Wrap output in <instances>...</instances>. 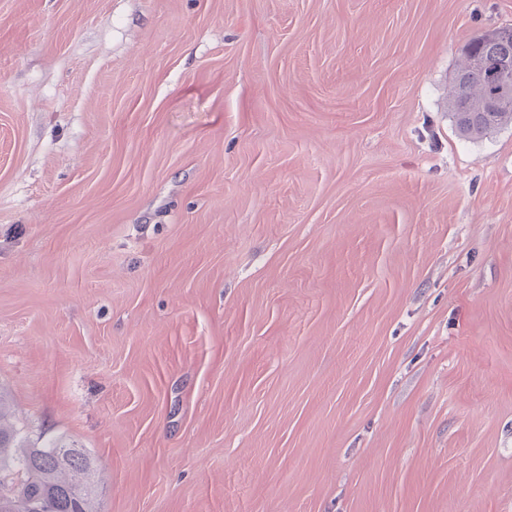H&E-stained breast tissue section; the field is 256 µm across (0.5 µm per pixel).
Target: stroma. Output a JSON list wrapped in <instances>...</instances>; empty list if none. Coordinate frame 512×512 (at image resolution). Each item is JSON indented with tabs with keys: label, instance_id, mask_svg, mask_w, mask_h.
Returning a JSON list of instances; mask_svg holds the SVG:
<instances>
[{
	"label": "stroma",
	"instance_id": "stroma-1",
	"mask_svg": "<svg viewBox=\"0 0 512 512\" xmlns=\"http://www.w3.org/2000/svg\"><path fill=\"white\" fill-rule=\"evenodd\" d=\"M512 0H0V384L100 512H512ZM462 55L464 61L455 74L448 100L459 133L478 139L512 125V111L492 112L484 104L496 91L492 66L505 60L512 63V27L495 29L489 37L482 34L472 38ZM503 88L491 100L490 106L494 109L512 108V71L509 65H500L497 68Z\"/></svg>",
	"mask_w": 512,
	"mask_h": 512
}]
</instances>
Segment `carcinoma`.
Wrapping results in <instances>:
<instances>
[{
    "mask_svg": "<svg viewBox=\"0 0 512 512\" xmlns=\"http://www.w3.org/2000/svg\"><path fill=\"white\" fill-rule=\"evenodd\" d=\"M448 108L468 139L512 125L511 112L485 106L494 96L492 66L512 62V27L478 35L462 49ZM95 468L82 448L59 440L30 443L12 420L9 391L0 385V512H99Z\"/></svg>",
    "mask_w": 512,
    "mask_h": 512,
    "instance_id": "cac0c4a2",
    "label": "carcinoma"
}]
</instances>
